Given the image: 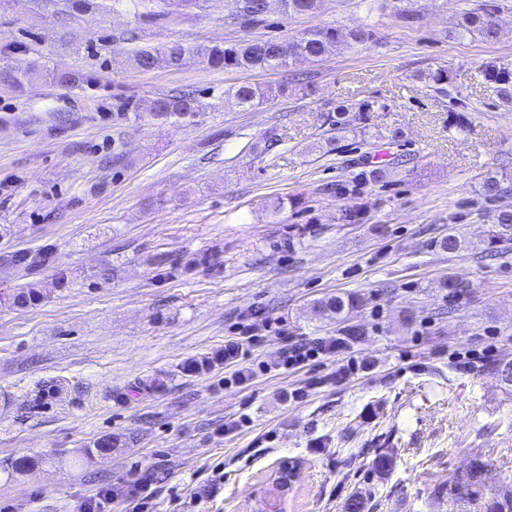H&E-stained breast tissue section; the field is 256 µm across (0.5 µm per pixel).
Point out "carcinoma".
I'll list each match as a JSON object with an SVG mask.
<instances>
[{
    "instance_id": "1",
    "label": "carcinoma",
    "mask_w": 512,
    "mask_h": 512,
    "mask_svg": "<svg viewBox=\"0 0 512 512\" xmlns=\"http://www.w3.org/2000/svg\"><path fill=\"white\" fill-rule=\"evenodd\" d=\"M128 2L134 10V17L139 20L168 18L180 15L188 10L202 7L208 0H112L118 6ZM286 14H305L313 11L317 0H279ZM267 0H232V16L240 24L248 26L257 22L266 12ZM497 5L492 0L461 15L460 30L467 34H477L485 40L496 38L497 30L492 20ZM338 31L332 26L315 27L305 30L284 41L243 40L224 45L185 46L173 42L162 46H142L133 49L129 54L131 63L139 68L168 67L177 68L182 65L186 56L193 55L210 68L216 69H275L286 68L301 59L311 62L321 61L331 56L336 48ZM485 81L496 85L500 96L505 102L512 101V65L489 64L480 70ZM51 78L57 84L73 88L78 86L79 75L50 67L35 61L32 69L16 72L10 77V84L23 88L42 79ZM427 87L439 93L447 92L448 85L454 80L453 72L440 67L423 75ZM266 93L248 84H241L224 91V102H232L239 107L253 108L260 105ZM196 109L195 99L188 93L178 92L159 96L145 104H127L126 112H136L141 118L165 122L169 119H182ZM370 105L361 103L357 106L340 105L332 112L324 115L323 125L328 127L332 137L327 143L337 142L348 132L359 129L366 120V112ZM512 191V177L497 172L487 173L481 184V196L487 203L498 201L504 191ZM435 247L443 252L472 254L494 253L506 255L512 252V209L504 208L494 211L493 221L486 236L473 241L467 238L456 227L448 228V234L435 242ZM44 297L43 288L38 283L26 284L14 291L11 300L17 307H28ZM358 298L353 294H336L315 301L312 311L319 321L344 319L347 312L357 307ZM493 375L507 390L512 391V361H502L493 369ZM40 457L33 456L19 462H3L0 471L6 477L13 478L25 467L34 465ZM487 466L483 455L472 459L470 469L461 477L456 478L448 487V494L458 498H470L479 494L482 487V474ZM483 512H512V481L502 485L498 491L485 498Z\"/></svg>"
}]
</instances>
